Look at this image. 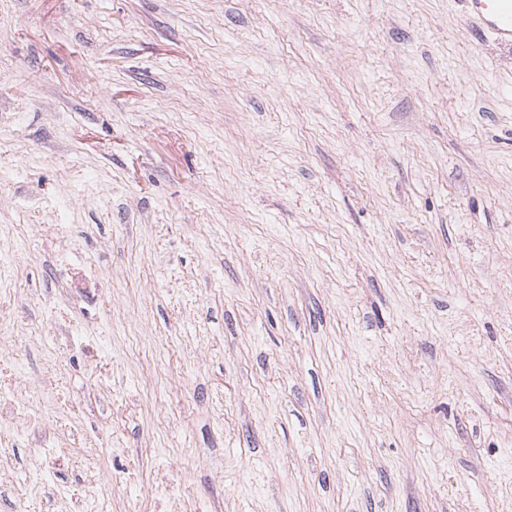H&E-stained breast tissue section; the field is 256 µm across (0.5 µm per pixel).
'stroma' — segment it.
I'll return each mask as SVG.
<instances>
[{"instance_id":"stroma-1","label":"stroma","mask_w":512,"mask_h":512,"mask_svg":"<svg viewBox=\"0 0 512 512\" xmlns=\"http://www.w3.org/2000/svg\"><path fill=\"white\" fill-rule=\"evenodd\" d=\"M0 512H512V48L0 0Z\"/></svg>"}]
</instances>
